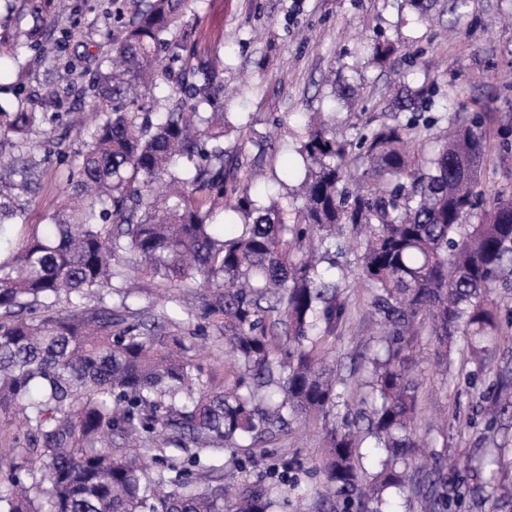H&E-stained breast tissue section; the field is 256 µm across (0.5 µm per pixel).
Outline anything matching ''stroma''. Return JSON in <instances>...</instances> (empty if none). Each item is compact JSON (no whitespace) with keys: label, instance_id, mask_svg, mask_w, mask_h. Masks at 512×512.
Returning a JSON list of instances; mask_svg holds the SVG:
<instances>
[{"label":"stroma","instance_id":"stroma-1","mask_svg":"<svg viewBox=\"0 0 512 512\" xmlns=\"http://www.w3.org/2000/svg\"><path fill=\"white\" fill-rule=\"evenodd\" d=\"M109 0H63L59 30L44 54L69 60L75 71L90 68V55L116 35L104 15ZM185 20L204 48L203 59L224 70V110L245 126L243 159L256 153L255 140L273 138L255 183L261 200L296 189L305 167L297 153L304 125L314 113H335L337 139L349 140L347 100L334 96L333 83L351 82L366 107L365 118L384 120L387 88L402 81L409 68L438 80L462 112H482L490 133L483 183L490 193L512 194V158H502L496 132L512 125V0H468L451 12L450 0H437L425 18L414 16L404 0H188ZM399 46L386 65L374 64L365 45L376 35ZM88 119L75 98L62 99L47 124L41 152L49 153L41 188L28 206L26 225L0 230V259L9 260L29 233L45 225L48 204L63 199L75 165V152ZM330 275L342 278L348 314L324 350L335 359L342 378L354 377V358L369 357L376 346L379 316L371 293L360 280L358 254L343 242ZM137 296L130 305L182 319L177 288L137 274ZM500 327L475 356L465 336L448 350V373L435 372V345L420 336L414 350L419 380L420 420L428 465L451 457H470L485 448H512V414L501 416L494 437L481 429L499 408L494 384L512 365V289L500 290ZM323 429L294 428L262 448H228L220 457L224 480L262 483L278 498L277 512H342L340 499L327 495L319 470Z\"/></svg>","mask_w":512,"mask_h":512}]
</instances>
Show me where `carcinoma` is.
<instances>
[{"label": "carcinoma", "instance_id": "cac0c4a2", "mask_svg": "<svg viewBox=\"0 0 512 512\" xmlns=\"http://www.w3.org/2000/svg\"><path fill=\"white\" fill-rule=\"evenodd\" d=\"M186 0H112L118 35L94 71L68 91L93 127L75 151L66 202L49 212L50 230L32 232L0 263V411L18 410L26 447L6 448L0 468L11 492L0 512H269L260 485L224 487L222 467L200 452L258 447L296 421L325 418L337 406L336 365L322 342L346 318L334 264L349 230L383 327L382 352L354 389L367 427L327 433L319 469L346 512H382L384 494L412 488L423 512H452L443 467H414L418 383L412 344L425 328L438 363L454 336L474 352L499 324L498 286L512 282V195L488 193L484 117L448 111L437 81L403 79L389 120L354 126L338 141L329 121L308 126L299 153L301 191L268 205L252 182L228 177L231 133L245 127L224 113L223 71L202 60L183 27ZM0 81L17 88L0 102V224L27 223L28 195L47 157L40 98L27 92L20 57L42 62L59 18V0H0ZM377 64L398 47L366 46ZM169 88L159 106L153 90ZM355 153L367 189H353L342 162ZM244 217L224 235L217 213ZM185 288L180 324L135 314L127 268ZM75 297L58 307L60 293ZM223 341L234 361L228 386L199 389L205 336ZM386 459L370 479L359 470L361 434ZM143 453L127 455L116 440ZM501 452L485 458L491 497L512 508V486L497 474Z\"/></svg>", "mask_w": 512, "mask_h": 512}]
</instances>
